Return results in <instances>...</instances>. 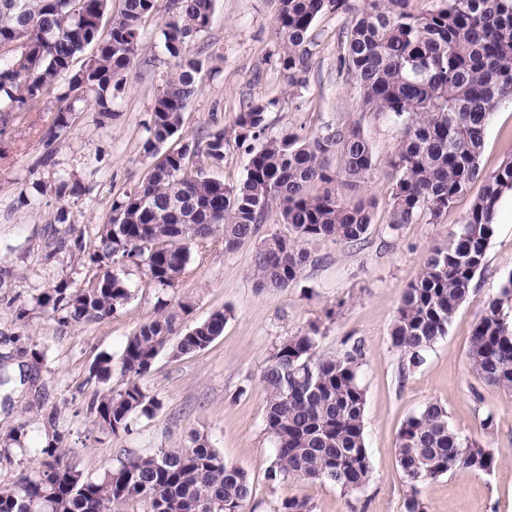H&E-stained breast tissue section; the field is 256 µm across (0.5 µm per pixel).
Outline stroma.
Returning <instances> with one entry per match:
<instances>
[{
  "mask_svg": "<svg viewBox=\"0 0 512 512\" xmlns=\"http://www.w3.org/2000/svg\"><path fill=\"white\" fill-rule=\"evenodd\" d=\"M169 0H157V11L145 26L147 37L118 96L119 115L98 124L93 110L76 113L70 131L55 143L45 138L53 122V96L32 111L18 114L0 129V353L27 345L41 349L45 360L34 385L12 383L0 388L10 403L0 406V438L25 425L28 443L45 436V409L60 412V424L73 442L68 458L85 475L97 476L116 467L127 452L146 454L183 443L189 433L207 436L224 459L244 469L251 480L250 512H275L291 496L306 497L313 512H405L407 489L395 458V443L404 421L430 401L448 408V421L459 434L493 448V471H458L420 485L428 512H512V397L486 384L472 369L467 351L473 326L512 274V197L504 196L500 220L486 252L483 268L472 282L466 301L448 327L446 338L428 352L414 372H399L400 353L390 340L401 295L418 276L427 252L443 244L470 212L482 191L475 181L437 224H408L399 233L388 227L391 183L376 170L369 194L372 222L363 246L355 248L325 240L311 244V258L300 280L290 288L257 291L249 271L263 238L287 234L277 211H270L257 235L234 252L213 242L197 252L175 287L163 290L144 271L129 267L131 299L113 317L74 327L48 317L36 306L40 294L68 282L89 287L95 270L86 256L71 249L75 234L92 242L106 223L113 198L148 177L158 155L145 153L151 108L168 72L156 40ZM279 0H216L208 29L194 48L204 61L201 90L182 114L179 132L165 150L187 140H207L224 131L234 136V123L250 101L268 104V135L291 128L313 133L336 117L361 121L378 160L397 144L398 131L385 120L362 119L359 98L336 70L337 37L350 23L341 13L321 15L313 29L317 42L305 89L289 93L277 65L280 44L274 20ZM219 62H212V55ZM512 157V100L493 113L480 159L483 172L495 171ZM66 172L79 180L78 196L58 197L54 183ZM42 195H34L35 184ZM70 220H56L59 209ZM178 312L183 327L224 310V333L206 349L182 356L162 352L142 383L157 396L162 409L140 419L129 436L102 435L79 442L88 426L87 402L94 390L90 367L100 353L120 357L125 342L141 324L157 314L159 300ZM334 316H327V309ZM25 319H17L18 310ZM318 325L317 351L333 354L347 339L364 346L360 377L366 389L365 443L372 467L360 492L343 495L327 484L286 479L270 483L267 472L275 460V444L264 424L266 392L262 374L276 345ZM495 425H480L486 413Z\"/></svg>",
  "mask_w": 512,
  "mask_h": 512,
  "instance_id": "1",
  "label": "stroma"
}]
</instances>
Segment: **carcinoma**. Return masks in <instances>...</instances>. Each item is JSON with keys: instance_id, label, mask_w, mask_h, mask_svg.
<instances>
[{"instance_id": "1", "label": "carcinoma", "mask_w": 512, "mask_h": 512, "mask_svg": "<svg viewBox=\"0 0 512 512\" xmlns=\"http://www.w3.org/2000/svg\"><path fill=\"white\" fill-rule=\"evenodd\" d=\"M215 0H171L159 27L160 44L173 68L152 105L144 149L152 154L179 129L188 103L200 92L203 63L192 43L210 24ZM157 0H0V123L27 112L47 94L56 107L48 141L70 128L71 115L94 106L101 125L117 116V93L146 38L145 22ZM325 12L351 16L338 42L337 66L354 83L360 110L397 127L399 142L386 160L392 184L391 220L435 224L469 191L481 173L485 129L499 102L512 97V0H435L417 12L411 0H280L275 27L279 68L288 90L306 88L312 30ZM109 17L107 35L101 34ZM94 53L81 56L87 49ZM269 105L250 103L235 120L236 146L249 155L241 183L229 186L199 173L184 179L189 163L203 156L224 162L230 139L219 131L163 155L149 176L112 202L107 223L92 244L83 236L74 249L88 253L99 271L91 288L62 282L36 298L48 317L76 326L100 322L131 299L128 266L143 265L150 281L172 288L185 274L194 250L216 237L233 252L254 236L267 213L279 210L288 235L263 239L250 269L255 287L285 289L300 278L310 253L305 245L334 239L364 242L372 200L362 191L377 169L361 122H324L314 133L266 134ZM340 166H335V161ZM512 189V158L484 177L482 192L445 244L426 255L415 281L403 291L391 326L401 353L400 372L419 368L448 326L482 269L494 234L496 208ZM56 194L79 195L82 185L64 174ZM159 301L157 317L128 337L118 362L100 354L90 378L98 389L87 404V434L129 436L141 417L152 418L162 402L141 383L161 351L176 356L206 349L224 332L226 312L185 330ZM319 327L282 340L262 375L267 392L266 430L276 444L267 479L330 484L349 494L371 477L365 446L366 391L359 369L363 347L316 355ZM43 351L20 347L0 356V387L12 383L8 362H18L20 381L35 380ZM468 359L488 384L512 397V275L477 319ZM121 380L120 389L112 379ZM45 444L36 466L0 486V512H119L139 503L144 512H249L253 489L246 472L224 460L208 438L193 432L178 446L130 454L120 465L88 477L65 449L69 434L55 410L45 415ZM395 455L407 488L406 512H428L419 486L455 471H492L493 449L458 434L447 407L431 401L400 428ZM277 512H312L293 496Z\"/></svg>"}]
</instances>
